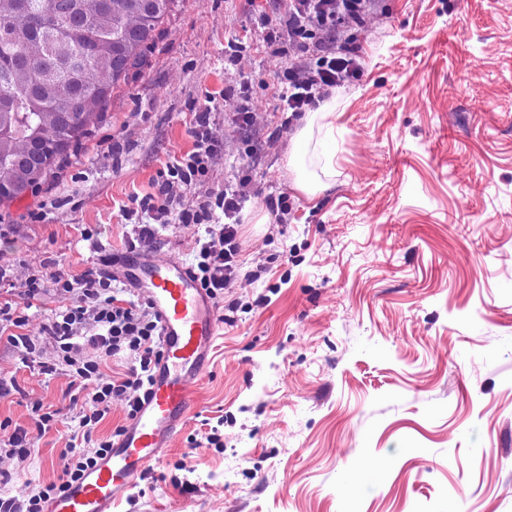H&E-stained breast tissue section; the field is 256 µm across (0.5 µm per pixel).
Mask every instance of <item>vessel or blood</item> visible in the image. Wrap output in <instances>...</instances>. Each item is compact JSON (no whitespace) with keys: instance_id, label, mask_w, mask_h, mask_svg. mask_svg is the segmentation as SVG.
<instances>
[{"instance_id":"1","label":"vessel or blood","mask_w":512,"mask_h":512,"mask_svg":"<svg viewBox=\"0 0 512 512\" xmlns=\"http://www.w3.org/2000/svg\"><path fill=\"white\" fill-rule=\"evenodd\" d=\"M120 273L157 317L161 356L111 448L68 481L46 512H112L184 428L195 407L193 387L213 358L220 331L217 306L189 266L132 250L122 258Z\"/></svg>"}]
</instances>
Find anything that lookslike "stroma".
Returning <instances> with one entry per match:
<instances>
[{
    "label": "stroma",
    "mask_w": 512,
    "mask_h": 512,
    "mask_svg": "<svg viewBox=\"0 0 512 512\" xmlns=\"http://www.w3.org/2000/svg\"><path fill=\"white\" fill-rule=\"evenodd\" d=\"M287 7L177 0L104 121L37 193L0 205V305L30 274L78 277L130 250L155 215L125 207L156 195L209 111L211 165L174 189L193 206L247 181L243 276L216 300L194 415L113 512H512V0H377L347 28L361 72L308 135L311 198L290 187L303 121L275 87L314 53L265 41ZM168 222L141 252L195 265L203 225ZM45 296L20 329L38 363L0 337L14 385L0 427L31 452L0 457L5 497L58 481L75 427L81 391L54 367L60 300Z\"/></svg>",
    "instance_id": "stroma-1"
}]
</instances>
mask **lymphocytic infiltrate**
<instances>
[{
	"label": "lymphocytic infiltrate",
	"mask_w": 512,
	"mask_h": 512,
	"mask_svg": "<svg viewBox=\"0 0 512 512\" xmlns=\"http://www.w3.org/2000/svg\"><path fill=\"white\" fill-rule=\"evenodd\" d=\"M369 7L370 0H289L284 26L292 38L312 28L332 35L346 24L361 22ZM358 73L356 47L340 45L337 51L319 56L315 65L297 66L289 74L279 93L281 108L300 116L324 99L329 88L342 85ZM215 201L224 220L210 225L206 236L200 239L196 275L217 298L239 273L236 255L240 201L237 195L223 193ZM52 279L62 300L49 326L59 362L76 380L94 383L76 415L78 424L63 455L61 478L68 481L110 448V441L93 442L92 433L113 400H121L127 409H134L151 365L159 356V330L151 306L140 299L120 302L110 279L91 271L76 278L59 272ZM86 343L93 346L95 356L81 357ZM123 352L135 361L129 373L117 379L104 377L101 361Z\"/></svg>",
	"instance_id": "1"
}]
</instances>
